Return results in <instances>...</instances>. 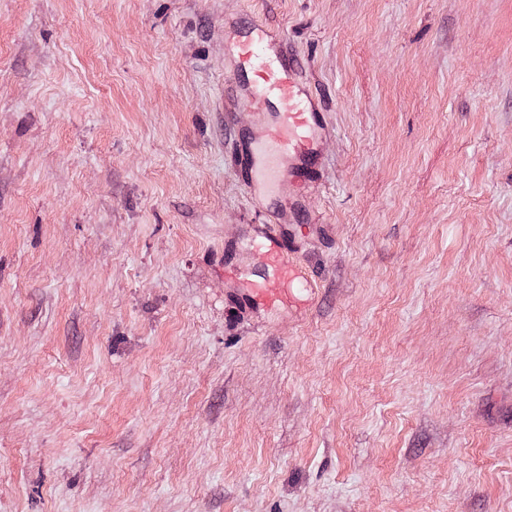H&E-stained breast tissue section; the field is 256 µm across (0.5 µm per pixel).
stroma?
I'll return each instance as SVG.
<instances>
[{
  "mask_svg": "<svg viewBox=\"0 0 512 512\" xmlns=\"http://www.w3.org/2000/svg\"><path fill=\"white\" fill-rule=\"evenodd\" d=\"M251 23L306 309L224 277ZM0 512H512V0H0ZM236 56L238 67L252 76L238 91L237 103L257 116L242 135L247 166L268 171L296 206L327 131L324 113L300 79L293 56L277 49L276 36L265 26L256 24L246 32Z\"/></svg>",
  "mask_w": 512,
  "mask_h": 512,
  "instance_id": "stroma-1",
  "label": "stroma"
}]
</instances>
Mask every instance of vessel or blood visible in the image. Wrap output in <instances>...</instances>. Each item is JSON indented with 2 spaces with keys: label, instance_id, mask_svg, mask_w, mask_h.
<instances>
[{
  "label": "vessel or blood",
  "instance_id": "b4317fda",
  "mask_svg": "<svg viewBox=\"0 0 512 512\" xmlns=\"http://www.w3.org/2000/svg\"><path fill=\"white\" fill-rule=\"evenodd\" d=\"M237 65L249 78L237 102L257 117L242 136L249 169L261 168L274 176L290 200H297L318 144L327 131L293 57L282 54L276 37L265 26L254 25L236 50ZM294 234L281 224L256 225L246 250L247 261L233 269V276L247 273L249 260L262 259L273 270L272 278L246 280L241 293L253 309L271 311L283 304L303 301L308 281L294 260Z\"/></svg>",
  "mask_w": 512,
  "mask_h": 512
}]
</instances>
